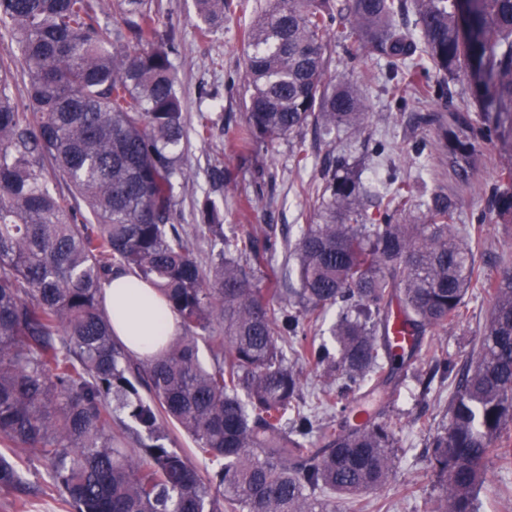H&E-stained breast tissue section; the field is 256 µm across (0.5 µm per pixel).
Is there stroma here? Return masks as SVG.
Wrapping results in <instances>:
<instances>
[{
    "instance_id": "obj_1",
    "label": "stroma",
    "mask_w": 512,
    "mask_h": 512,
    "mask_svg": "<svg viewBox=\"0 0 512 512\" xmlns=\"http://www.w3.org/2000/svg\"><path fill=\"white\" fill-rule=\"evenodd\" d=\"M152 6L159 11L162 27L174 28L179 34L175 65L188 129L182 142L188 178L177 194V225L195 242L202 269L211 267L212 247L202 231L198 205L211 193L224 210L225 232L258 234L267 227L275 228L279 246L273 265L283 277V287L299 288L298 275L289 272L285 257L303 226L320 223L315 201L324 189L325 164L341 159L356 171L363 214L376 212L391 178L419 179L425 189L402 214L403 222L422 223L425 196L443 191L456 205L458 224L484 225L485 246L476 250L475 260L486 275L498 276L504 259L512 258V223H502L489 203L499 164L505 159L499 144L479 140L483 158L471 184L458 182L448 166L444 135L452 113H469L474 131H482L485 125L479 93L468 77L451 80L453 96L449 99L422 101L411 93L400 100L393 98L387 89L386 60L368 51L350 58L358 35L346 27L332 42L330 73L351 81L362 94L370 112L362 132L343 131L323 139L308 126L299 135L245 150L238 144L237 131L246 119L242 106L246 89L236 76L242 65L240 29L249 23V16L239 14L225 20L223 30L203 41L197 35L193 0H152ZM215 87L224 95V126L203 140L195 129L200 113L212 110L206 94ZM300 141L310 154L302 171L295 169L292 159ZM218 163L232 171L234 179L216 190L211 186L210 172ZM247 196L254 199L253 208L244 207ZM491 310L490 297L477 289L468 292L462 317L447 328L435 330L428 343L434 350L466 357ZM425 370L424 361H414L397 387L376 393L365 389L348 398L349 403L365 404L373 412L392 418L400 427L394 475L388 484L367 496L373 505L386 506L389 512H434L437 506L438 489L426 445L444 421L454 387L450 381L438 379L430 387H422L419 377ZM478 504L479 512H512V462H487Z\"/></svg>"
}]
</instances>
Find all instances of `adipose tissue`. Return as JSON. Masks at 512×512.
<instances>
[{
	"instance_id": "1",
	"label": "adipose tissue",
	"mask_w": 512,
	"mask_h": 512,
	"mask_svg": "<svg viewBox=\"0 0 512 512\" xmlns=\"http://www.w3.org/2000/svg\"><path fill=\"white\" fill-rule=\"evenodd\" d=\"M113 336L138 356L151 355L159 339L177 336L178 320L153 288L129 272L113 274L103 288Z\"/></svg>"
}]
</instances>
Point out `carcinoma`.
Here are the masks:
<instances>
[{
    "label": "carcinoma",
    "instance_id": "carcinoma-1",
    "mask_svg": "<svg viewBox=\"0 0 512 512\" xmlns=\"http://www.w3.org/2000/svg\"><path fill=\"white\" fill-rule=\"evenodd\" d=\"M198 35L252 9L242 33L249 149L300 133L361 131L369 117L357 88L328 76L334 27L350 25L362 48L386 58L389 92L452 95L446 82L469 65L485 90L483 137L512 147V0H413L419 32L397 24L407 0H194ZM0 27L24 64L20 107L0 58V491H21L36 451L60 512H332L330 496H359L394 473L399 439L386 418L340 428L318 412L403 367L390 342L393 308L422 337L462 316L469 288L492 300L469 356L443 352L433 375L455 382L449 421L431 440L441 496L435 512H477L485 464L512 420V272L475 267L484 225L456 224L448 196L426 203L421 224L397 216L414 195L395 184L370 224L358 223L359 185L344 162L294 248L301 288L283 299L274 228L263 239L224 235V212L206 196L202 222L222 248L204 273L174 224L186 180V120L173 64L178 36L160 30L150 0H0ZM448 155L470 179L476 146L469 115L453 114ZM62 173L69 194L50 186ZM490 204L512 223V160L501 165ZM131 271L157 288L181 336L151 360L117 342L101 304L112 274ZM264 273L266 287L254 283ZM334 348L315 330L329 309ZM204 345L210 361L199 357ZM328 381L308 400L288 355ZM183 433L194 448L174 447ZM321 447H312L313 436Z\"/></svg>",
    "mask_w": 512,
    "mask_h": 512
}]
</instances>
